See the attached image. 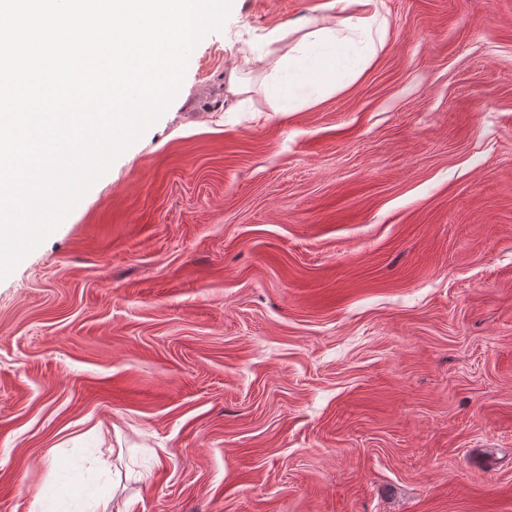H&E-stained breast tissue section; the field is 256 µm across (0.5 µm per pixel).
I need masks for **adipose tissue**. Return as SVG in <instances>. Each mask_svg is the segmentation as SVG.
Listing matches in <instances>:
<instances>
[{
  "mask_svg": "<svg viewBox=\"0 0 512 512\" xmlns=\"http://www.w3.org/2000/svg\"><path fill=\"white\" fill-rule=\"evenodd\" d=\"M363 15L329 24L307 20V30L265 77V92L279 111L318 105L354 84L383 50L386 28L376 0H358Z\"/></svg>",
  "mask_w": 512,
  "mask_h": 512,
  "instance_id": "ef3b65f1",
  "label": "adipose tissue"
}]
</instances>
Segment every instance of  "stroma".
Segmentation results:
<instances>
[{
    "mask_svg": "<svg viewBox=\"0 0 512 512\" xmlns=\"http://www.w3.org/2000/svg\"><path fill=\"white\" fill-rule=\"evenodd\" d=\"M378 7L275 112L267 34L357 9L233 0L0 279V512H512V0ZM377 0H336L335 4L357 2L364 14L343 19L339 24L307 20L288 31L275 30L269 43L310 28L294 41L265 77L266 95L278 104L275 112H294L318 105L354 84L383 50L386 28L378 23Z\"/></svg>",
    "mask_w": 512,
    "mask_h": 512,
    "instance_id": "stroma-1",
    "label": "stroma"
}]
</instances>
